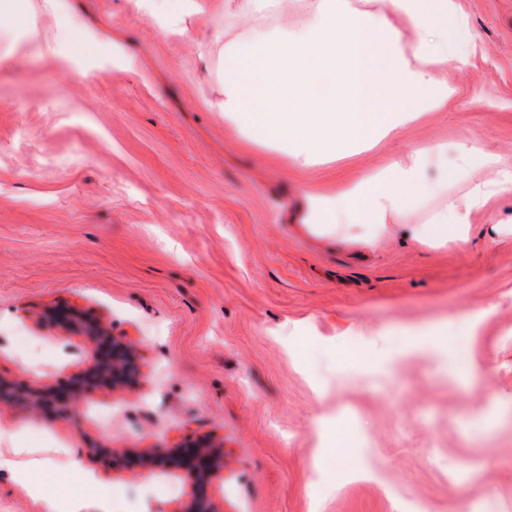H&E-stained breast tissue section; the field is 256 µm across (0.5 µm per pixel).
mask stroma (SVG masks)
Returning a JSON list of instances; mask_svg holds the SVG:
<instances>
[{"label":"stroma","instance_id":"1","mask_svg":"<svg viewBox=\"0 0 512 512\" xmlns=\"http://www.w3.org/2000/svg\"><path fill=\"white\" fill-rule=\"evenodd\" d=\"M454 4L475 48L440 73L447 107L298 168L225 123L224 36L314 0H0V378L68 386L96 320L138 371L67 419L0 401V452L33 449L76 488L80 460L111 491L91 512H187L183 475L136 462L206 438L216 512H512V238L488 234L512 194L438 250L299 229L306 193L404 151L440 143L453 164L470 138L512 168V0Z\"/></svg>","mask_w":512,"mask_h":512}]
</instances>
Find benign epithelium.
<instances>
[{"instance_id":"7a95c632","label":"benign epithelium","mask_w":512,"mask_h":512,"mask_svg":"<svg viewBox=\"0 0 512 512\" xmlns=\"http://www.w3.org/2000/svg\"><path fill=\"white\" fill-rule=\"evenodd\" d=\"M83 333L92 350H97L106 342L111 345V348L106 353L98 354L91 359L81 380L70 387L45 391L26 390L8 381L0 380V400L23 407L39 406L52 417L66 418L70 412V399L75 393L92 386L115 385L124 381L126 377L124 344L106 335L98 325L83 326ZM178 469L184 471L196 484L204 487L224 472V465L218 450L207 443H198L194 448L185 449L182 460L178 462L171 460L170 454L167 453L147 456L141 464V473L144 476L152 475L157 471Z\"/></svg>"}]
</instances>
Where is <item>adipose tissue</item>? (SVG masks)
<instances>
[{"label": "adipose tissue", "mask_w": 512, "mask_h": 512, "mask_svg": "<svg viewBox=\"0 0 512 512\" xmlns=\"http://www.w3.org/2000/svg\"><path fill=\"white\" fill-rule=\"evenodd\" d=\"M397 15L414 19L422 36L406 51L392 24ZM470 46L468 24L452 0H317L295 28L256 34L248 50L224 39V119L248 140L283 150L298 167L349 154L385 139L418 118L446 107L453 91L439 79L449 51ZM458 162L437 144L395 158L363 178L341 182L329 194L305 198L303 233L339 246H380L392 231L429 248L469 240L472 209L512 192V170L496 167L468 141ZM490 179L469 184L463 198L448 194L449 181L476 164ZM438 199L423 223L405 217L421 198ZM27 448L0 454V470L14 472L41 512H86L100 486L85 474L84 493L58 480L43 496L37 475H49L46 461Z\"/></svg>", "instance_id": "1"}]
</instances>
